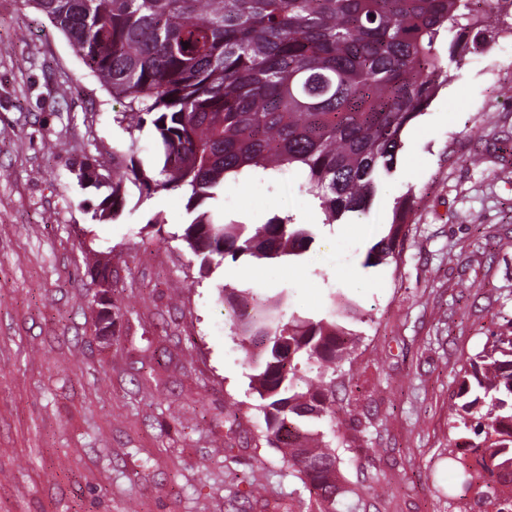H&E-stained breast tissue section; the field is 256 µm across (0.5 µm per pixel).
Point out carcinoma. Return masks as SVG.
<instances>
[{"mask_svg": "<svg viewBox=\"0 0 512 512\" xmlns=\"http://www.w3.org/2000/svg\"><path fill=\"white\" fill-rule=\"evenodd\" d=\"M82 63L122 102L129 136L151 124L145 162L112 151L106 180L81 167L85 188L106 189L94 221L124 212L127 183L146 195L181 190L190 216L182 240L208 270L216 257L282 260L314 240L289 215L264 224L225 221L205 207L224 182L252 171L295 172L324 223L371 208L392 177L406 127L448 84L438 45L486 41L483 0H32ZM189 43L183 47V43ZM415 199L396 198L387 234L364 266L397 260ZM319 320L286 316L289 291L224 289L249 361L263 438L315 495V512H341L348 488L336 455V380L360 320L339 290ZM453 428L472 432L449 459L461 473L459 512H512V318L456 373ZM476 490L474 501L466 493Z\"/></svg>", "mask_w": 512, "mask_h": 512, "instance_id": "1", "label": "carcinoma"}]
</instances>
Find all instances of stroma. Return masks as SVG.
I'll return each mask as SVG.
<instances>
[{
	"mask_svg": "<svg viewBox=\"0 0 512 512\" xmlns=\"http://www.w3.org/2000/svg\"><path fill=\"white\" fill-rule=\"evenodd\" d=\"M119 109L32 0H0V512H309V489L262 438L225 286L289 289L288 312L314 319L341 290L363 314L336 400L340 469L362 492L347 512H456L455 375L512 317V38L449 61L369 213L324 224L294 173L225 184L226 220L312 225L289 262L200 271L180 191L130 193L119 220L94 221L104 193L74 168L126 148ZM409 190L398 260L364 267ZM100 255L107 341L88 273ZM101 268L106 269L108 276L107 283L97 281L98 299L97 303L103 305L98 311V335L100 337H107L112 334V308L109 307L111 303V295L108 290L109 284H112V264L110 259L105 258L101 261Z\"/></svg>",
	"mask_w": 512,
	"mask_h": 512,
	"instance_id": "obj_1",
	"label": "stroma"
}]
</instances>
